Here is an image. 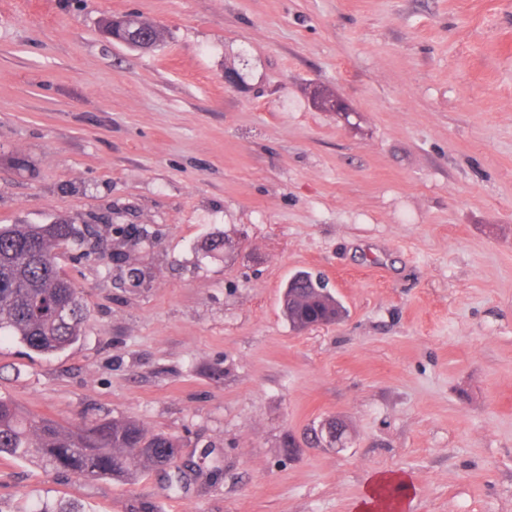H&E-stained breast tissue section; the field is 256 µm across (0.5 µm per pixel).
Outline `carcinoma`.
<instances>
[{
  "instance_id": "obj_1",
  "label": "carcinoma",
  "mask_w": 512,
  "mask_h": 512,
  "mask_svg": "<svg viewBox=\"0 0 512 512\" xmlns=\"http://www.w3.org/2000/svg\"><path fill=\"white\" fill-rule=\"evenodd\" d=\"M74 240L75 227L62 222L0 225V338L10 337L39 354L63 351L80 340L88 307L53 253ZM293 279L283 307L293 328L344 315L336 298L315 291L310 274ZM176 453L172 438L150 435L134 419L66 426L0 399V456L34 458L52 470L130 484L149 468L171 465Z\"/></svg>"
}]
</instances>
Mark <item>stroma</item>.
Instances as JSON below:
<instances>
[{
    "instance_id": "stroma-1",
    "label": "stroma",
    "mask_w": 512,
    "mask_h": 512,
    "mask_svg": "<svg viewBox=\"0 0 512 512\" xmlns=\"http://www.w3.org/2000/svg\"><path fill=\"white\" fill-rule=\"evenodd\" d=\"M57 221L83 336L0 341V398L180 452L2 456L0 512H356L381 472L403 512H512V0H0V225ZM300 271L340 322L288 324ZM389 486L395 487L398 490L393 505V510L398 511L399 506L410 497L412 485L407 478L400 474L387 473H378L370 479L365 495L358 505V510L361 512L380 511L381 509L374 507V502L378 498L380 490Z\"/></svg>"
}]
</instances>
